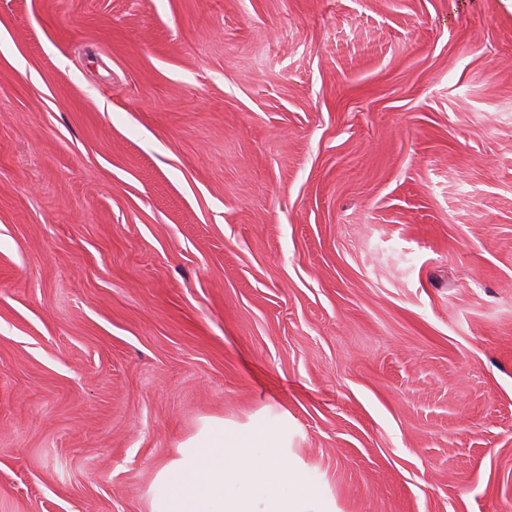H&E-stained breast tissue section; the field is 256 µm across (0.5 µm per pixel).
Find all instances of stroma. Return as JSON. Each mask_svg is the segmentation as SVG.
<instances>
[{
  "instance_id": "stroma-1",
  "label": "stroma",
  "mask_w": 512,
  "mask_h": 512,
  "mask_svg": "<svg viewBox=\"0 0 512 512\" xmlns=\"http://www.w3.org/2000/svg\"><path fill=\"white\" fill-rule=\"evenodd\" d=\"M265 408L330 512H512V0H0V512Z\"/></svg>"
}]
</instances>
